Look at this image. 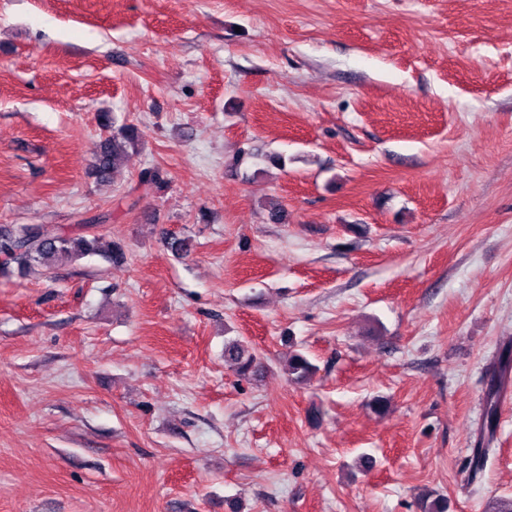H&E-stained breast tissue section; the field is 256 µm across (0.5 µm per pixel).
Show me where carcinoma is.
Wrapping results in <instances>:
<instances>
[{
	"label": "carcinoma",
	"instance_id": "1",
	"mask_svg": "<svg viewBox=\"0 0 512 512\" xmlns=\"http://www.w3.org/2000/svg\"><path fill=\"white\" fill-rule=\"evenodd\" d=\"M140 133L129 123L112 122V131L100 144L94 164V175L104 181L121 167L129 152L138 149ZM99 255L110 265L120 267L126 256L121 247L110 242L104 244L98 237L91 239L80 235L61 233L47 235L37 224H24L0 228V273L13 271L23 273L35 266L47 270L58 265L75 263L90 256ZM224 359L233 364L236 374L250 379L263 371V364L256 355L239 339L224 344ZM315 366L301 353H293L288 358V379L302 383L312 378ZM507 367L499 370V375L491 378L486 392V412L480 426L482 438L473 449L471 464L480 470L486 459L488 445L496 431L497 403L504 386Z\"/></svg>",
	"mask_w": 512,
	"mask_h": 512
}]
</instances>
